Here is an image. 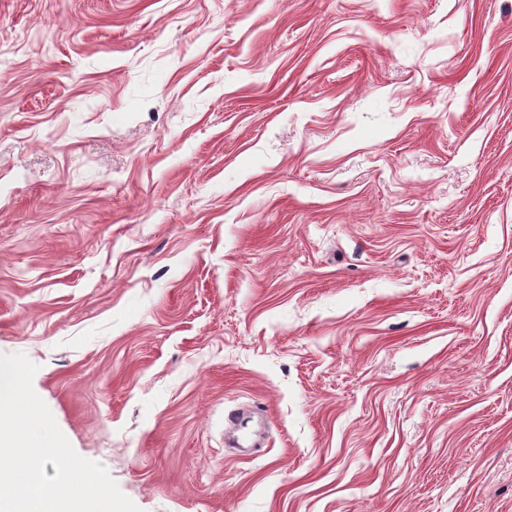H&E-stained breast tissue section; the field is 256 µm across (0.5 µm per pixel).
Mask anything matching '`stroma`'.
Here are the masks:
<instances>
[{"instance_id":"35a3bbf8","label":"stroma","mask_w":512,"mask_h":512,"mask_svg":"<svg viewBox=\"0 0 512 512\" xmlns=\"http://www.w3.org/2000/svg\"><path fill=\"white\" fill-rule=\"evenodd\" d=\"M0 353L141 512H512V0H0Z\"/></svg>"}]
</instances>
